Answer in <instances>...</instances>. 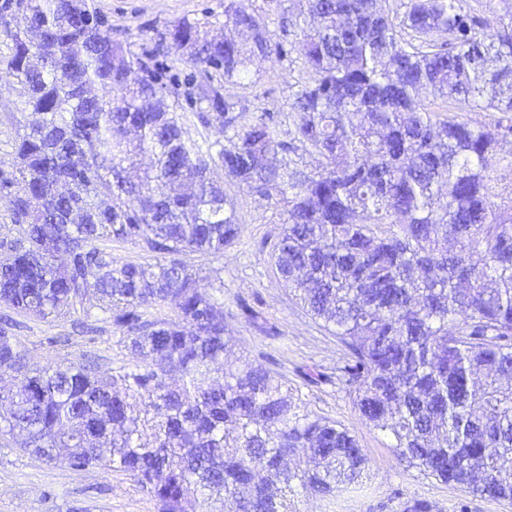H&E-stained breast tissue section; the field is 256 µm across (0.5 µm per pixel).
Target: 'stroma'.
<instances>
[{
    "label": "stroma",
    "mask_w": 512,
    "mask_h": 512,
    "mask_svg": "<svg viewBox=\"0 0 512 512\" xmlns=\"http://www.w3.org/2000/svg\"><path fill=\"white\" fill-rule=\"evenodd\" d=\"M112 27V36L133 55L154 53L166 25L182 19L205 23L212 33L224 31V8L230 0H92ZM296 72L276 57L255 58L241 82L225 91L253 112H284L288 87ZM30 114L15 81L0 69V171L11 172L14 144ZM224 192L234 203L241 233L221 254L188 255L187 264L210 288L222 275L226 331L236 351L260 359L266 367L286 376L297 386L309 410L335 420L357 438L368 460L363 490L340 492L336 497L298 495L299 512H404L412 500L428 501L433 512H512V502L475 497L463 488L421 474L401 461L390 439L366 426L346 390L338 382L309 385L306 371L332 375L346 354L343 344L324 330L296 303L269 260L266 244L280 230L268 202L225 179ZM258 313L247 320L241 304ZM14 336L27 352L29 368L78 362L96 354L99 370L109 374L135 364L118 332L102 319L99 310L75 309L47 320L12 314ZM60 337L57 345L48 344ZM20 438L0 439V512H158L155 499L131 476L100 468L76 471L64 462L47 464L20 449Z\"/></svg>",
    "instance_id": "1"
}]
</instances>
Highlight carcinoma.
Wrapping results in <instances>:
<instances>
[{
    "mask_svg": "<svg viewBox=\"0 0 512 512\" xmlns=\"http://www.w3.org/2000/svg\"><path fill=\"white\" fill-rule=\"evenodd\" d=\"M496 2L483 16L469 0H308L275 41L267 9L231 0L221 38L190 20L161 34L206 76L187 114L90 0H0V63L38 115L0 175L18 226L0 305L44 320L94 298L137 358L106 377L92 362L34 372L1 323L0 368L20 384L0 386V436L25 433L21 451L46 463L129 474L159 512H297L296 487L334 497L362 481L355 435L230 359L224 303L178 259L240 235L220 167L278 211L270 260L347 348L336 380L360 419L422 474L511 500L512 0ZM20 10L42 42L13 24ZM272 55L307 73L286 119L223 93ZM427 98L499 117L442 118ZM192 118L224 140L189 136ZM104 239L159 257L116 260ZM157 307L174 317L149 318Z\"/></svg>",
    "mask_w": 512,
    "mask_h": 512,
    "instance_id": "cac0c4a2",
    "label": "carcinoma"
}]
</instances>
